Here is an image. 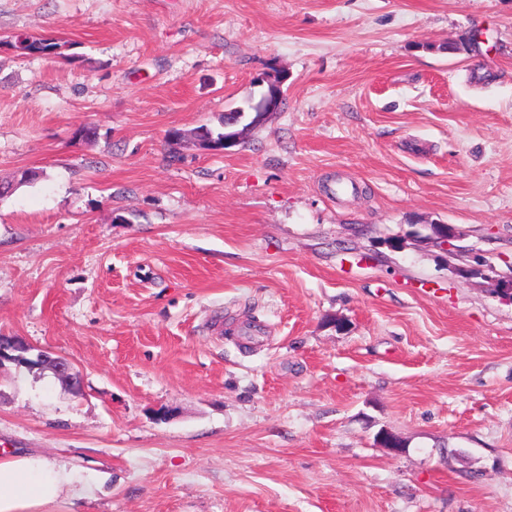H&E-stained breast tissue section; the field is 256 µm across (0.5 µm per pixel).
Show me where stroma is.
Listing matches in <instances>:
<instances>
[{
	"instance_id": "stroma-1",
	"label": "stroma",
	"mask_w": 512,
	"mask_h": 512,
	"mask_svg": "<svg viewBox=\"0 0 512 512\" xmlns=\"http://www.w3.org/2000/svg\"><path fill=\"white\" fill-rule=\"evenodd\" d=\"M275 71L281 112L198 144ZM25 170L0 335L81 385L0 361V450L75 466L83 512H512V0H0ZM430 223L481 277L411 243ZM18 40H21V45L24 53L22 55L37 56L49 53H57L56 51L62 48L55 42H49L47 39L38 38L35 36H19L14 41V47ZM35 363V367L40 368L46 362H52L56 373L63 377L68 378L74 385H78V373L74 371L70 363L62 357L51 358L48 352L38 350L34 359H31Z\"/></svg>"
}]
</instances>
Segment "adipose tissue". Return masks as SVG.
<instances>
[{"instance_id": "ef3b65f1", "label": "adipose tissue", "mask_w": 512, "mask_h": 512, "mask_svg": "<svg viewBox=\"0 0 512 512\" xmlns=\"http://www.w3.org/2000/svg\"><path fill=\"white\" fill-rule=\"evenodd\" d=\"M89 487L74 468L27 452L0 458V512H77Z\"/></svg>"}]
</instances>
